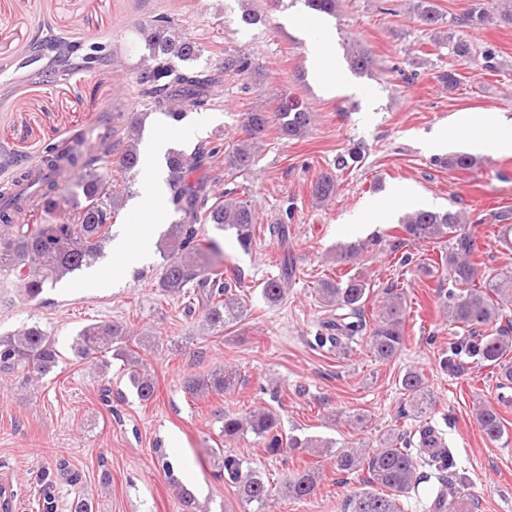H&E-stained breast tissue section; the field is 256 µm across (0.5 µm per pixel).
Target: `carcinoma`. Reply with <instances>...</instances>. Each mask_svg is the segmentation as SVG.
<instances>
[{
    "mask_svg": "<svg viewBox=\"0 0 512 512\" xmlns=\"http://www.w3.org/2000/svg\"><path fill=\"white\" fill-rule=\"evenodd\" d=\"M412 10L423 25L433 32L435 45L448 46V55L466 60L480 55L482 69L499 70V52L490 46L477 51L467 36L452 33L440 36L436 30L444 24L445 16L437 0H413ZM497 23L512 27V0H474L459 25L479 29ZM134 40L144 43L149 64L135 75L138 95L149 109L160 112L178 123L187 112L214 105L212 88L223 74L233 71L248 78L260 76V64L246 53H227L223 65L214 69H200L194 62L204 47L185 36L174 19L159 16L136 25ZM33 60L45 56L46 69L38 75L47 79L67 70L77 62L88 72L99 64L112 61V48L106 45L84 47L58 38H48L36 47ZM350 69L370 74L377 69L376 58L366 47L352 43L346 49ZM288 95L280 94L274 110L254 109L242 113L241 137L232 146L214 141L199 145L188 155L171 149L165 158L166 185L169 203L179 218L170 225L166 242L160 249L162 258L160 287L167 295L185 300L184 307L192 309L201 303L204 320L209 330L222 332L244 317L245 299L241 294V274L224 276V252L220 242L205 234L204 225L211 224L218 231H235L236 240L243 251L251 248L254 240L257 213L247 200L237 196L236 188L214 190L211 176L213 164L221 159L228 173L243 172L256 165L259 143L268 132L281 138L299 139L310 130L314 115ZM142 120L131 113L126 139L116 142L107 139L99 153L85 154L71 151L62 156L49 147L42 156L48 172L37 188L41 211L51 215L59 207L60 192L57 175L62 162L74 169L68 181V216L31 224L19 207H0V275L12 276L22 292L36 298L45 290L70 279L101 257L105 244L111 239L113 219L118 215L122 191L112 181V168L124 174L136 171L140 153L138 143L142 135ZM441 167L470 169L478 160L467 154H453L438 160ZM337 179L332 173H323L312 186L316 201L328 200L336 193ZM293 208L285 211V218L269 224V235L281 242L287 240L288 224ZM404 239L448 243L435 265L448 272V355L442 366L451 373L465 369L466 360L498 368L500 387L512 385V268L503 269L494 277L480 279L478 260L474 259L476 225L467 223L460 211L436 212L419 209L406 214L401 220ZM293 273V263L283 262L280 273L264 283V299L275 304L285 294ZM320 299L334 311V319L327 322L328 329L336 331L330 337L338 348L347 347L357 338L368 337L371 353L380 361H392L405 349V322L407 303L401 290L389 288L376 317L371 319L365 311L370 293L368 279L346 273L336 280H324L317 289ZM130 331L126 324L112 322L92 323L84 326L75 336L72 350L79 356L89 357L114 352L127 366L130 387L142 401L151 400L156 391L154 379L141 371L132 349L126 345ZM60 352L55 338L40 326L24 325L21 329L0 336V371L29 370L36 378L50 374L57 367ZM238 373L232 368L215 369L200 377L185 381V389L193 397L211 393H225L235 387ZM400 391L410 402L416 417L420 418L418 442L407 438V432L393 429L384 443L367 451L349 448L336 453V470L349 475L366 472L363 487L348 495L342 503L343 512H404L403 500L418 488L424 475L421 469H435L441 487L428 506V512H474L478 500L465 493L469 486L467 472L458 467L453 452L437 448L436 428L427 422L431 417L433 401L426 380L419 371L408 369L400 378ZM476 422L485 438L498 442L507 434L504 419L491 404L475 409ZM249 431L271 456L289 448H328L330 442L286 437L276 414L265 409L253 410L246 415L224 414V440L230 441L240 433ZM225 482L253 512H266L272 490L269 480L255 470L244 466V460L235 454L223 459ZM320 481L315 469L297 470L285 482L289 496L300 499L314 493Z\"/></svg>",
    "mask_w": 512,
    "mask_h": 512,
    "instance_id": "obj_1",
    "label": "carcinoma"
}]
</instances>
